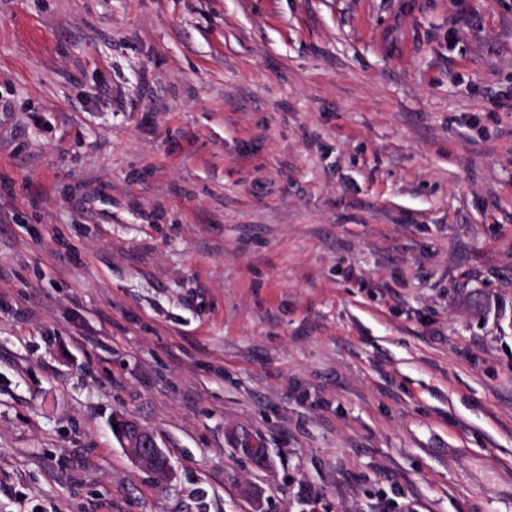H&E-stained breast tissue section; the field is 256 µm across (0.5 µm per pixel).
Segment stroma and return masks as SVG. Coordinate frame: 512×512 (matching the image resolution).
Instances as JSON below:
<instances>
[{
  "label": "stroma",
  "instance_id": "1",
  "mask_svg": "<svg viewBox=\"0 0 512 512\" xmlns=\"http://www.w3.org/2000/svg\"><path fill=\"white\" fill-rule=\"evenodd\" d=\"M508 98L512 0H0V512H512ZM232 445L237 448L243 455L251 460L260 461L266 457V452L263 444L258 438H255L252 433L246 430L235 432L231 438Z\"/></svg>",
  "mask_w": 512,
  "mask_h": 512
}]
</instances>
